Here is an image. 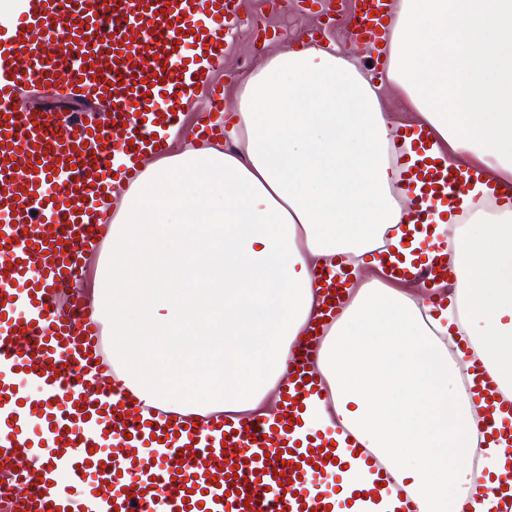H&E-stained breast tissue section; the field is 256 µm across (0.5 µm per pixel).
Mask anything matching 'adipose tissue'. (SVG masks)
<instances>
[{"label": "adipose tissue", "mask_w": 512, "mask_h": 512, "mask_svg": "<svg viewBox=\"0 0 512 512\" xmlns=\"http://www.w3.org/2000/svg\"><path fill=\"white\" fill-rule=\"evenodd\" d=\"M388 80L436 156L466 177L432 218L405 224L398 157L412 139L358 59L331 46L269 57L240 85L229 137L146 158L112 193V256L98 311L117 381L146 405L246 419L317 320L324 267L351 268L352 297L321 343L331 402H306L305 433L334 430L349 512H496L477 493L471 396L512 399V0H393ZM451 252L456 288L424 301L367 277ZM465 339L468 363L448 356ZM372 449L371 470L346 439Z\"/></svg>", "instance_id": "1"}]
</instances>
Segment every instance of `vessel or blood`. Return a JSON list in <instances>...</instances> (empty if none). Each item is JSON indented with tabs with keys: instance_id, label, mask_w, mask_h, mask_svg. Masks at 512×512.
Instances as JSON below:
<instances>
[{
	"instance_id": "vessel-or-blood-1",
	"label": "vessel or blood",
	"mask_w": 512,
	"mask_h": 512,
	"mask_svg": "<svg viewBox=\"0 0 512 512\" xmlns=\"http://www.w3.org/2000/svg\"><path fill=\"white\" fill-rule=\"evenodd\" d=\"M243 0H22L0 24V503L8 512H328V460L336 441L291 438L303 424L297 398L325 396L312 334L299 341L273 413L237 425L223 413L180 422L115 389L110 330L92 299L112 248L113 189L134 183L146 155L167 156L209 73L242 24ZM387 0H353L351 35L380 39ZM50 84L101 111H34L23 84ZM408 170L425 193L406 203L423 221L428 203L461 185L445 160ZM437 291L446 256L414 275ZM323 316L336 318L345 284L326 278ZM487 427L504 396L480 392ZM286 484H279L278 475Z\"/></svg>"
}]
</instances>
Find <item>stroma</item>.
Returning a JSON list of instances; mask_svg holds the SVG:
<instances>
[{
    "instance_id": "obj_1",
    "label": "stroma",
    "mask_w": 512,
    "mask_h": 512,
    "mask_svg": "<svg viewBox=\"0 0 512 512\" xmlns=\"http://www.w3.org/2000/svg\"><path fill=\"white\" fill-rule=\"evenodd\" d=\"M352 0H244V26L228 40L223 63L216 68L214 79L232 97L238 83L247 77L264 58L286 52L298 43H333L339 54L354 56L361 62L379 56L376 47L356 43L345 24L331 22V15L346 13ZM264 28L272 34L256 41L253 32Z\"/></svg>"
}]
</instances>
